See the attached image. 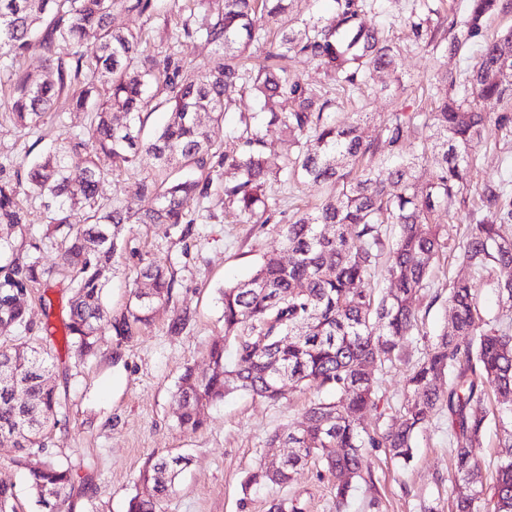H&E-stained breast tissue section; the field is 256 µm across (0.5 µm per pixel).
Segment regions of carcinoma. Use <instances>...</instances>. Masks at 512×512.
I'll list each match as a JSON object with an SVG mask.
<instances>
[{
  "instance_id": "carcinoma-1",
  "label": "carcinoma",
  "mask_w": 512,
  "mask_h": 512,
  "mask_svg": "<svg viewBox=\"0 0 512 512\" xmlns=\"http://www.w3.org/2000/svg\"><path fill=\"white\" fill-rule=\"evenodd\" d=\"M163 0H0V49L13 60L39 48L47 62L36 74L12 64L6 69L11 112L20 131L41 114L67 108L91 113L86 132L50 149L32 162L29 189L51 209L53 231L62 232L61 260L76 274L64 342L79 357L94 352L95 336L108 328L131 336L151 320L156 305L169 298L172 279L150 265L130 271L134 288L126 312L110 316L104 304L107 274L114 269L128 224H202L207 215L192 208L216 188L238 215L268 224L277 205L266 193L274 183L304 179L334 192L315 210L274 229L288 260L270 254L251 278L226 286L221 303L224 340L208 350L210 372L187 369L175 393L177 423L195 431L201 409L233 391L278 400L316 382L321 396L311 401L296 427L274 433L269 444L293 449L271 458L249 478L285 485L308 460L336 479V508L347 504L364 479L363 449L386 448L398 461L412 457L417 432L431 418L448 412V435L457 480L469 490L453 501L452 512H512V322L486 318L478 307L477 285L496 290L502 308L512 311V238L502 233L512 222V166L496 182L483 185L480 205L471 211L463 240L454 223L435 224L432 214L451 212L466 202L463 191L476 165L475 147L490 116L481 104L501 100L503 77L512 73V28L483 35L482 20L504 11V0H469L467 16L448 27L434 22L433 0H411L402 24L413 43L433 45L442 55H462L479 46L476 62L461 74L445 73V83L429 112H394L378 139H366L359 121L331 118L332 101L288 67L305 57L334 73L349 91L385 90L370 80L395 72L400 54L385 29L362 23L365 14H383L389 0H332L327 19L300 18L283 29L265 52L266 65L253 72L240 56L266 38L267 23L289 12L294 0H224L216 13L174 17L176 40L200 41L212 57L193 69L179 52L162 57L141 49L142 37L118 26L119 9L151 18ZM92 38L98 54H61L63 44ZM252 93L271 121L296 147L282 159L263 151L253 115H240L239 151L217 154L207 123L222 118L236 98ZM170 112L168 123L142 137L141 114L151 103ZM70 153H83L86 165L72 171ZM146 156L160 166L179 165L206 172L204 179L169 183L147 177L139 192L155 207L132 213L100 194L117 164L133 165ZM433 163L422 183L417 166ZM85 209V223L73 224L65 205ZM20 183L0 180V249L11 247L12 231L24 224ZM450 254L469 278L448 282L450 328L428 346L406 380L392 424L366 431L358 421L377 407V373L402 358L404 343L418 330V295L428 287L432 264ZM49 271L37 261L15 258L0 265V328H29L26 297ZM390 283L375 294L368 278ZM0 437L21 448H45L47 429L63 416L61 394L51 383L49 360L41 347L25 342L0 346ZM501 428L506 448L495 464V478L483 482L475 448L489 421ZM190 459L154 456L143 471V491L128 512H157L175 491L176 478ZM27 471L29 488L41 512H68L74 489L70 466L45 453L36 466L15 460ZM0 512H21L13 485L0 483Z\"/></svg>"
}]
</instances>
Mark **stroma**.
Segmentation results:
<instances>
[{
    "mask_svg": "<svg viewBox=\"0 0 512 512\" xmlns=\"http://www.w3.org/2000/svg\"><path fill=\"white\" fill-rule=\"evenodd\" d=\"M194 3L164 0L165 13L153 19L121 12L116 22L142 32L152 53H165L174 45L185 59L197 61L205 54L203 46L189 40L173 43L172 25L166 17L170 11L189 13ZM407 12L408 0H389L385 15L364 18L366 25L389 27L394 42L408 44L397 72L384 77L388 84H404V91L376 97L347 95L332 90L329 76L315 63L302 57L291 63L309 83L328 88L337 112L348 116L368 114L362 126L368 139L378 137L391 113L430 110L438 74L462 70L474 62L470 52L444 57L427 43L409 45L408 31L399 23ZM260 109V102L251 95L237 99L223 121L207 129L214 150H238L240 113ZM85 124V113L52 111L27 133H19L10 111L7 77L0 71V160L11 161L10 167L0 171V177L14 179L15 162L35 159L51 144L80 132ZM510 162L512 136L487 125L465 191L466 205L451 214L436 212L434 222L467 224L470 210L479 202L482 184L498 180ZM168 174V169L145 159L136 166L115 169L102 193L114 204L142 212L154 207L155 202L140 195V179L151 176L161 180ZM328 193L323 185L289 183L280 193V211L273 218L274 224L289 223L297 213L312 210ZM20 200L25 224L23 232L11 236L14 253L25 261H39L49 276L33 288L28 301L30 329H16L15 335L51 348L52 379L65 399V418L49 435L47 448L74 471L72 512H128L140 472L152 456L161 453L184 455L190 462L175 493L160 503L159 512H272L274 503L294 499L301 502L304 512H336L334 480L313 460L288 485H245L260 461L274 454L267 445L269 436L297 425L315 386L276 403L237 392L204 408L205 424L201 429L188 431L176 423L174 393L181 375L188 368L205 374V352L224 334L221 290L246 280L264 255L282 247L271 226L240 221L225 209L223 196L216 193L204 201L212 214L209 223L127 225L117 268L107 289L109 311L125 310L131 289L128 272L142 262L164 267L173 274L172 296L154 309L150 324L131 338L101 330L94 354L80 359L62 341L71 281L59 265L56 242L45 237L50 213L29 190H22ZM179 316L185 324L180 330H172L171 323ZM419 317L420 331L407 344L404 362L380 375L378 406L360 418L365 428L390 424L410 369L447 322L445 300L420 305ZM453 446L448 437V416L440 413L419 432L409 464L392 459L387 449H367L365 465L372 479L358 483L346 512H421L425 504L435 507L436 512H451L457 489Z\"/></svg>",
    "mask_w": 512,
    "mask_h": 512,
    "instance_id": "35a3bbf8",
    "label": "stroma"
}]
</instances>
